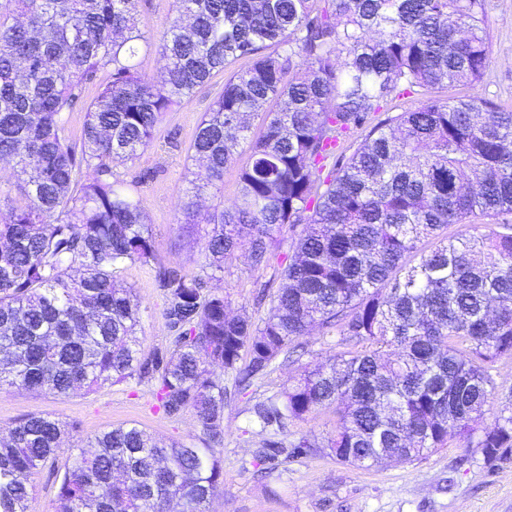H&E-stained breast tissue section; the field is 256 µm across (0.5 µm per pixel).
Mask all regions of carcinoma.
I'll use <instances>...</instances> for the list:
<instances>
[{
  "mask_svg": "<svg viewBox=\"0 0 512 512\" xmlns=\"http://www.w3.org/2000/svg\"><path fill=\"white\" fill-rule=\"evenodd\" d=\"M137 3L0 0V161L14 178L0 190V386L66 397L147 380L163 412L192 414L208 443L162 445L125 424L66 448L76 424L27 415L0 426V512H26L33 475L65 452L54 512H206L224 484V374L245 389L282 355L299 377L250 408L268 448L327 406L326 447L351 465L416 460L453 438L487 461L511 451L512 412L491 427L482 416L496 364L512 357V222L442 233L512 214V110L435 96L488 67L484 0H176L159 82L132 64ZM270 45L281 52L263 55ZM241 59L188 155L217 189L249 142L238 199L207 212L183 202L180 223L209 226L205 261L162 264L112 163L135 159L167 112ZM101 69L110 78L76 141L64 114ZM405 94L412 108L373 123ZM284 224L303 228L266 315L228 313L207 281L239 250L272 265ZM128 261L154 272L170 352L139 356L140 305L119 279ZM316 327L339 336L324 364L301 361L297 343Z\"/></svg>",
  "mask_w": 512,
  "mask_h": 512,
  "instance_id": "cac0c4a2",
  "label": "carcinoma"
}]
</instances>
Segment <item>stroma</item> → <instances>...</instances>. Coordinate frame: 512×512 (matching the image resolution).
<instances>
[{
    "mask_svg": "<svg viewBox=\"0 0 512 512\" xmlns=\"http://www.w3.org/2000/svg\"><path fill=\"white\" fill-rule=\"evenodd\" d=\"M176 14L175 0H139L134 22L143 35L136 58L142 73L157 78L163 70L159 35ZM491 62L473 86L440 89V99L478 96L512 110V0H485ZM227 72L212 75L192 97L166 113L152 145L134 161H114L121 180L135 183L145 221L154 233L157 257L166 264L196 270L204 260L203 230L181 224L180 204L195 166L188 148L196 127L218 97ZM141 305L137 327L143 356L167 352L171 333L163 317L164 298L150 268L126 263L121 271ZM280 284L277 267L253 269L247 258L226 260L221 279L209 289L223 293L228 310L261 318L267 310L261 295ZM294 366H276L253 388L232 394L224 405V485L206 512H512V454L487 463L475 449L450 440L447 447L412 463L383 462L356 467L318 452L293 456L292 445L305 434L324 437L333 427L332 409L295 421L282 435L281 447H267V432L249 420L256 399L287 388ZM31 413H50L78 425L87 437L127 423L138 424L163 444L203 446L191 414L165 415L151 383L130 379L97 392L59 398L36 391L0 387V426ZM65 456L40 468L33 477L27 512H53L64 475Z\"/></svg>",
    "mask_w": 512,
    "mask_h": 512,
    "instance_id": "stroma-1",
    "label": "stroma"
}]
</instances>
